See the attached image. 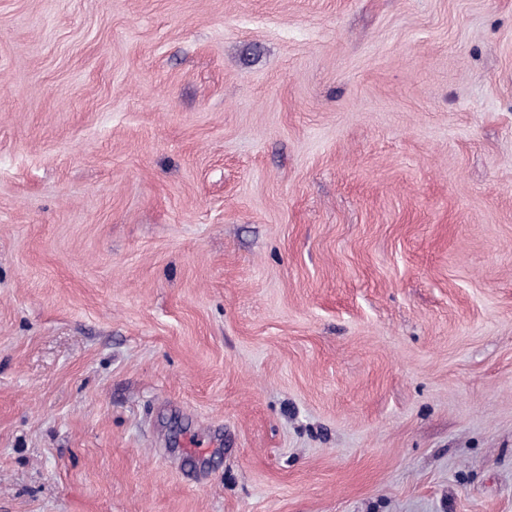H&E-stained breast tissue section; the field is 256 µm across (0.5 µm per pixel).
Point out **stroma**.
Masks as SVG:
<instances>
[{
    "label": "stroma",
    "instance_id": "1",
    "mask_svg": "<svg viewBox=\"0 0 512 512\" xmlns=\"http://www.w3.org/2000/svg\"><path fill=\"white\" fill-rule=\"evenodd\" d=\"M0 512H512V0H0Z\"/></svg>",
    "mask_w": 512,
    "mask_h": 512
}]
</instances>
